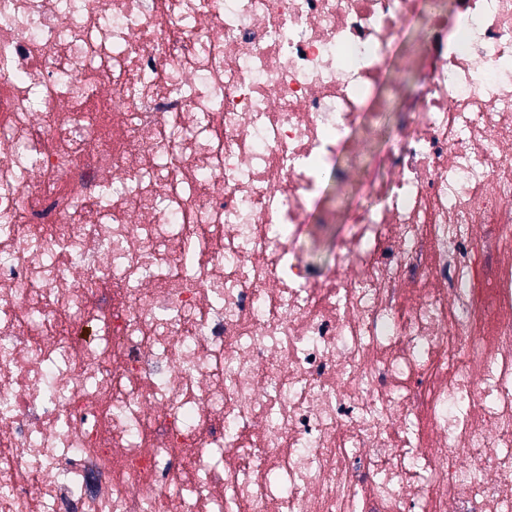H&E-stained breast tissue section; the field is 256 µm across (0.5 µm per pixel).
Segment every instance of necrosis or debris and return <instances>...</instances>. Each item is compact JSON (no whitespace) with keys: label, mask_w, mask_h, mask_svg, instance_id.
<instances>
[{"label":"necrosis or debris","mask_w":512,"mask_h":512,"mask_svg":"<svg viewBox=\"0 0 512 512\" xmlns=\"http://www.w3.org/2000/svg\"><path fill=\"white\" fill-rule=\"evenodd\" d=\"M0 0V512H512V0ZM426 29L424 20L418 19L406 31L390 61L389 86L383 88L379 94L385 102L384 111L375 112L373 117L367 118L373 151L377 156H381L386 150L390 132L397 119L396 113L403 103V95L417 83L422 63L421 46ZM393 87L398 89V93L393 91ZM336 164L352 170V183L337 185L333 179H328L325 183V192L320 207H336V209L341 210L353 209L362 199L363 194L359 190V184L371 173L373 160L371 157L362 158L345 151L338 155ZM317 214H315L306 228L303 230L298 242L305 259L313 262L328 263L331 258L330 236L335 231L336 238L342 237L347 232L346 224H335L332 232L324 234L321 232L320 225L317 224Z\"/></svg>","instance_id":"4bbe7bcc"}]
</instances>
